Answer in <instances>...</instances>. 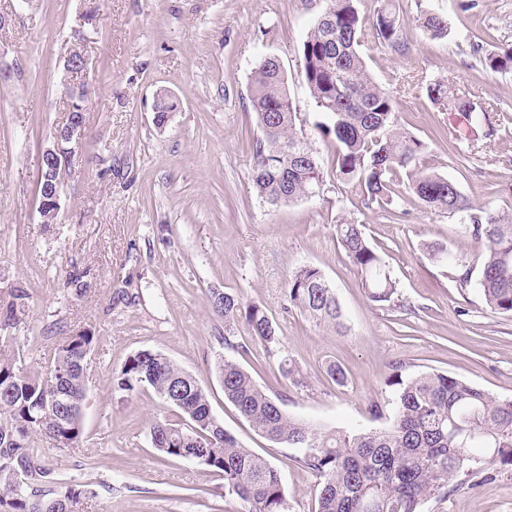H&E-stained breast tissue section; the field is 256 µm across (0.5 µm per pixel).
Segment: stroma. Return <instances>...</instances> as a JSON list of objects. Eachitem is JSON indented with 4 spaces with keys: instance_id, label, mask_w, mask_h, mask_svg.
Listing matches in <instances>:
<instances>
[{
    "instance_id": "35a3bbf8",
    "label": "stroma",
    "mask_w": 512,
    "mask_h": 512,
    "mask_svg": "<svg viewBox=\"0 0 512 512\" xmlns=\"http://www.w3.org/2000/svg\"><path fill=\"white\" fill-rule=\"evenodd\" d=\"M396 0L405 53L373 36L359 52L375 81L398 100L397 119L426 145L418 169L448 176L473 204L512 213V72L491 70L485 50L512 46V0ZM328 0H0V288L26 290L25 311L9 350L27 370L53 366L61 336L91 330L85 360L84 442L44 443L57 473L96 492L92 512H243L223 482L191 460L153 449L150 428L172 411L150 390L124 396L112 378L141 350L160 352L199 380L213 414L242 447L280 473L291 512H314L316 477L224 398L216 362L225 353L224 320L211 290L265 308L282 337L277 354L250 345L238 361L291 416L321 428H382L371 405L387 380L440 372L490 395L512 399V317L491 313L461 289L456 270L428 259L440 244L472 256L475 244L455 218L426 210L411 194L387 207H365L355 186L326 180L316 195L270 206L250 181L261 132L248 99L263 56L279 59L288 96L321 156L330 145L300 73L298 49ZM92 63L81 158L61 189L56 223L39 213L37 167L65 123L61 65L88 7ZM447 16L450 33L433 40L420 12ZM451 81L460 96L498 107L493 135L475 128L460 141L459 113L443 111L425 86ZM177 103L164 129L153 124L157 92ZM361 222L396 282L397 305L365 295L346 258L336 222ZM319 268L336 291L343 333L285 306L289 274ZM86 286L66 285L72 272ZM302 371L296 386L279 373L281 357ZM345 373L344 384L327 374ZM421 512H512V468L466 477Z\"/></svg>"
}]
</instances>
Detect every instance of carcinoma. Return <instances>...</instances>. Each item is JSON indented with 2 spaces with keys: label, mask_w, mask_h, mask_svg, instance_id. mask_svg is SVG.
Instances as JSON below:
<instances>
[{
  "label": "carcinoma",
  "mask_w": 512,
  "mask_h": 512,
  "mask_svg": "<svg viewBox=\"0 0 512 512\" xmlns=\"http://www.w3.org/2000/svg\"><path fill=\"white\" fill-rule=\"evenodd\" d=\"M355 0H329L300 45L302 76L321 120L315 129L334 146L330 166L296 123L283 69L274 57L262 58L251 73L249 100L261 137L253 151L251 181L258 198L282 206L312 195L331 175L360 188L365 207L391 204L400 171L416 166L425 143L402 128L396 97L379 86L359 53L366 28L396 52L405 48L395 0H381L375 18L360 16ZM430 37L448 36V18L420 17ZM494 71H512V47L485 54ZM428 99L459 112L467 125L494 133L491 104L455 93L451 84L426 85ZM407 190L425 208L447 214L479 244L477 262L425 245L429 259L459 269L462 288L476 290L494 314L512 316V215L477 207L450 178L416 171ZM349 262L360 272L361 288L380 306L394 302L395 282L380 255L355 220L336 224ZM6 318L24 311L26 292L7 289ZM288 306L340 332L345 329L333 287L322 271L302 265L291 272L285 294ZM212 311L224 318V348L237 354L247 342L274 352L281 345L278 327L255 303L212 290ZM245 336L237 340L239 329ZM94 336L77 331L57 344L54 365L45 372L19 368L16 356H0V512H88L95 497L86 484L62 478L42 461L41 443L78 448L84 428L79 411L52 400L56 390L79 402L86 396L82 362ZM224 398L259 433L295 451L294 461L312 472L320 486L315 512H419L428 499L442 500L459 488L464 470L476 473L489 465L512 467V399H498L472 383L439 372L388 380L393 388V415L384 429L322 431L288 415L282 397H271L231 357L217 361ZM117 392L150 388L177 412L174 421H157L150 429L153 448L167 458L193 460L224 479V497L240 501L244 512H290L280 473L261 456L242 447L211 411L207 393L195 377L165 355L140 350L114 373ZM28 473L27 493L15 492L13 469Z\"/></svg>",
  "instance_id": "obj_1"
}]
</instances>
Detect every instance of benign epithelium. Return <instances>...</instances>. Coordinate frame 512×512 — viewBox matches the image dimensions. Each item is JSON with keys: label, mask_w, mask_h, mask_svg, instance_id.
<instances>
[{"label": "benign epithelium", "mask_w": 512, "mask_h": 512, "mask_svg": "<svg viewBox=\"0 0 512 512\" xmlns=\"http://www.w3.org/2000/svg\"><path fill=\"white\" fill-rule=\"evenodd\" d=\"M76 44L65 56L64 74L67 76V87L71 88V109L78 112V118L60 127L54 133L53 145L41 152L40 163H47L53 171L70 168L79 158L85 137L86 101L89 98L90 58L86 52L88 36L83 29L75 31ZM60 210V190H55L48 199L39 202V213L43 223L51 224Z\"/></svg>", "instance_id": "obj_1"}]
</instances>
